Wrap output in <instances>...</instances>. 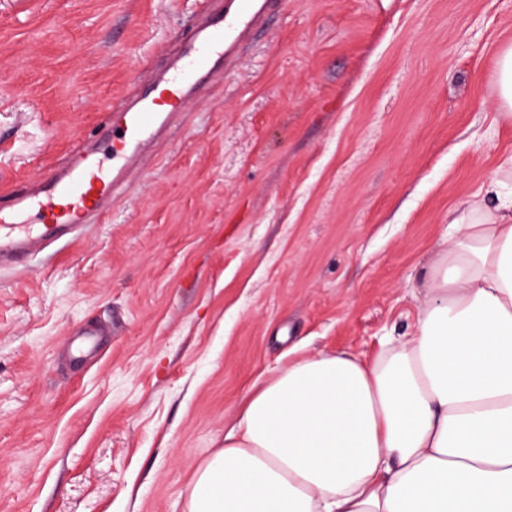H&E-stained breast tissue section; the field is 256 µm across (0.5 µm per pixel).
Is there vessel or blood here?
Masks as SVG:
<instances>
[{
  "label": "vessel or blood",
  "instance_id": "vessel-or-blood-1",
  "mask_svg": "<svg viewBox=\"0 0 512 512\" xmlns=\"http://www.w3.org/2000/svg\"><path fill=\"white\" fill-rule=\"evenodd\" d=\"M284 0H206L202 15L159 75L142 85L99 130L79 142L64 169L0 211V259H20L25 244L63 241L65 228L107 212L141 163V150L163 134L218 75L232 71L237 48L256 39Z\"/></svg>",
  "mask_w": 512,
  "mask_h": 512
}]
</instances>
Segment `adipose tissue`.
<instances>
[{"mask_svg":"<svg viewBox=\"0 0 512 512\" xmlns=\"http://www.w3.org/2000/svg\"><path fill=\"white\" fill-rule=\"evenodd\" d=\"M449 228L415 335L253 387L184 512H512V203Z\"/></svg>","mask_w":512,"mask_h":512,"instance_id":"ef3b65f1","label":"adipose tissue"}]
</instances>
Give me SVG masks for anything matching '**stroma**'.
Segmentation results:
<instances>
[{
	"label": "stroma",
	"instance_id": "35a3bbf8",
	"mask_svg": "<svg viewBox=\"0 0 512 512\" xmlns=\"http://www.w3.org/2000/svg\"><path fill=\"white\" fill-rule=\"evenodd\" d=\"M201 6L0 0V207ZM511 45L512 0H285L108 214L0 269V512H184L293 348L371 359L413 336L418 268L512 155ZM497 85L501 104L512 108V48L503 49L498 58Z\"/></svg>",
	"mask_w": 512,
	"mask_h": 512
}]
</instances>
